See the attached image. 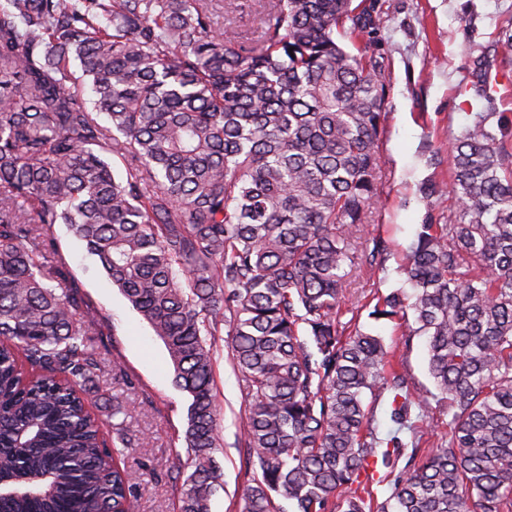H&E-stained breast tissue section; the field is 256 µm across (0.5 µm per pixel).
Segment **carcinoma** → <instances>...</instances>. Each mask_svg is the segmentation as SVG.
Masks as SVG:
<instances>
[{"instance_id": "carcinoma-1", "label": "carcinoma", "mask_w": 512, "mask_h": 512, "mask_svg": "<svg viewBox=\"0 0 512 512\" xmlns=\"http://www.w3.org/2000/svg\"><path fill=\"white\" fill-rule=\"evenodd\" d=\"M212 0H0V512H133L121 402L86 387L111 335L51 229L65 224L164 344L188 394L178 512L222 477L215 336L246 391L242 512H512V146L452 142L455 224H422L402 288L369 317L428 341L437 393L342 322L349 246L375 204L386 65L357 45L366 0H263L251 45ZM79 62L81 75L72 70ZM93 98L84 99L85 86ZM107 115L109 122L100 120ZM383 238L360 254L383 265ZM414 460L433 408L448 445L395 472L365 392ZM416 419H411L412 409ZM389 497L374 499V482Z\"/></svg>"}]
</instances>
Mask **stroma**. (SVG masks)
Instances as JSON below:
<instances>
[{"instance_id":"1","label":"stroma","mask_w":512,"mask_h":512,"mask_svg":"<svg viewBox=\"0 0 512 512\" xmlns=\"http://www.w3.org/2000/svg\"><path fill=\"white\" fill-rule=\"evenodd\" d=\"M382 23L360 39L370 53L383 56L387 95L378 148L384 161L376 181L378 201L351 251L344 285L345 318L374 329L405 361L417 387L433 389L426 339H405L395 322L374 321L365 301L374 292L403 287L399 272L405 251L420 224H450L459 210L452 196L436 187L452 182L448 146L483 111L486 100L502 122L512 121V90L485 84V67L512 69V57L498 54L500 35L512 34V0H373ZM67 266L96 318L112 330L97 379L98 393L118 398L127 410L126 426L135 443L125 459L140 485L135 512H176L180 490L172 466L185 455L190 399L173 382L164 344L131 307L66 225L51 232ZM383 237L390 253L382 267L358 262L365 240ZM215 380L222 407V448L216 458L223 478L210 500L211 512H241L247 476L241 417L245 394L234 369L228 336L216 338ZM146 445H139V438Z\"/></svg>"}]
</instances>
